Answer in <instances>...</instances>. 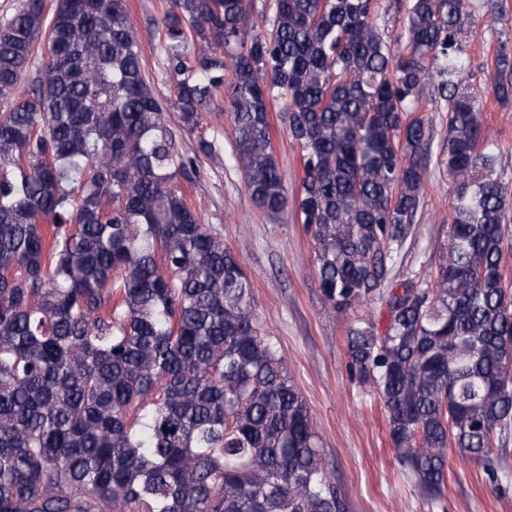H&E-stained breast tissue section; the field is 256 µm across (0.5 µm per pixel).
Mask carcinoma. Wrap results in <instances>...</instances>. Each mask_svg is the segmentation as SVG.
Returning a JSON list of instances; mask_svg holds the SVG:
<instances>
[{
	"instance_id": "cac0c4a2",
	"label": "carcinoma",
	"mask_w": 512,
	"mask_h": 512,
	"mask_svg": "<svg viewBox=\"0 0 512 512\" xmlns=\"http://www.w3.org/2000/svg\"><path fill=\"white\" fill-rule=\"evenodd\" d=\"M377 8L275 0L260 34L251 0H169L158 49L204 154L202 111L226 92L251 200L303 224L325 299L385 305L384 327H350V370L439 498L448 449L494 478L512 428V190L456 46L470 0H406L394 41ZM494 66L507 104L506 39ZM436 77L448 246L434 276L396 284L430 161L413 112ZM278 97L303 169L292 195L270 146ZM0 99V512H348L250 280L178 185L193 158L172 145L126 0H22L0 23Z\"/></svg>"
}]
</instances>
